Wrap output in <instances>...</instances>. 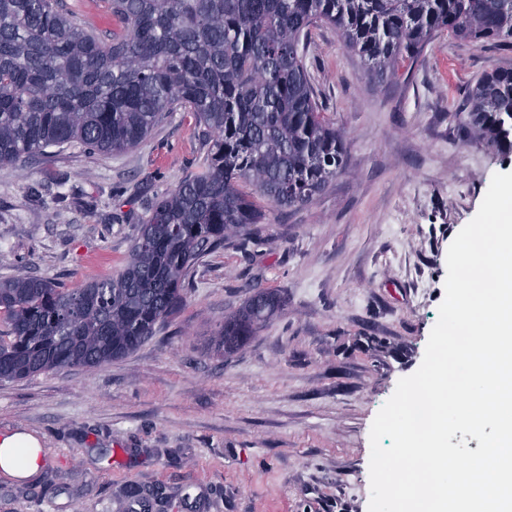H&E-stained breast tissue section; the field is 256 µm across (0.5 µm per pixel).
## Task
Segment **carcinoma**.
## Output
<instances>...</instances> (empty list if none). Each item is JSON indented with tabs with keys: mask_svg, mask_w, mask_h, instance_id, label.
I'll return each instance as SVG.
<instances>
[{
	"mask_svg": "<svg viewBox=\"0 0 512 512\" xmlns=\"http://www.w3.org/2000/svg\"><path fill=\"white\" fill-rule=\"evenodd\" d=\"M111 41L62 0H0V165L60 144L121 152L171 112L209 142L206 166L139 228L124 269L69 288L0 281V380L101 367L135 352L178 314L196 261L265 214L243 190L302 207L344 168V137L322 112L300 46L336 28L383 82L438 33L512 44V0H107ZM468 140L512 155V68L484 74L457 113ZM285 296L258 290L224 318L230 357Z\"/></svg>",
	"mask_w": 512,
	"mask_h": 512,
	"instance_id": "carcinoma-1",
	"label": "carcinoma"
}]
</instances>
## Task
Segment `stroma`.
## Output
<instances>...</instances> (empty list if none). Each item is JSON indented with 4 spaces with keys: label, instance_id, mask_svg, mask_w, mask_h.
Returning <instances> with one entry per match:
<instances>
[{
    "label": "stroma",
    "instance_id": "stroma-1",
    "mask_svg": "<svg viewBox=\"0 0 512 512\" xmlns=\"http://www.w3.org/2000/svg\"><path fill=\"white\" fill-rule=\"evenodd\" d=\"M304 61L345 139L308 205L258 199V234L202 257L185 307L126 358L0 382V431L42 442L43 468L0 475V512H368L372 422L421 365L447 251L512 161L464 143L455 114L512 47L436 35L382 85L332 26ZM171 113L123 152L46 148L0 166V279L77 286L119 273L151 208L206 162ZM66 202H58V195ZM288 305L232 357L210 338L254 289Z\"/></svg>",
    "mask_w": 512,
    "mask_h": 512
}]
</instances>
